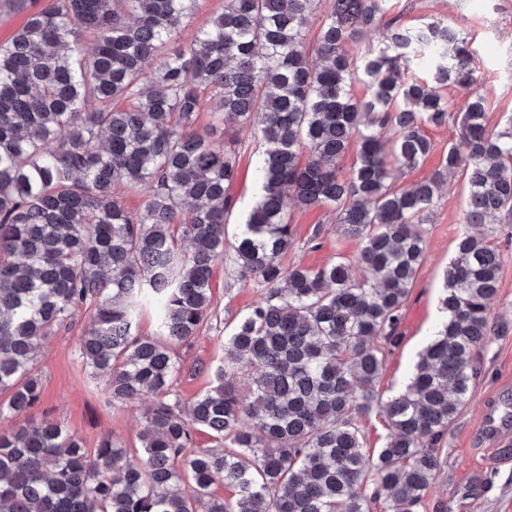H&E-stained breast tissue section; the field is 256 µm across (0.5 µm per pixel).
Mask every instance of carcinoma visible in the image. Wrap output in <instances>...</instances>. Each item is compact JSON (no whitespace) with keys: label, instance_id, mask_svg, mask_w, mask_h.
<instances>
[{"label":"carcinoma","instance_id":"obj_1","mask_svg":"<svg viewBox=\"0 0 512 512\" xmlns=\"http://www.w3.org/2000/svg\"><path fill=\"white\" fill-rule=\"evenodd\" d=\"M387 2L330 0L310 47L322 0H224L168 52L198 0H51L0 45V417L37 406L34 353L84 310L93 316L80 355L112 403L154 396L133 454L107 435L87 448L48 417L0 433V512H372L379 502L417 512L491 335L494 245L460 238L444 272V320L407 390L384 402L376 383L425 258L416 225L429 223L443 173L466 169L462 223L512 219V118L489 128L486 99L473 96L442 171L395 188L394 172L431 153L426 128L448 122L452 103L436 86L477 77L457 29L400 25ZM380 27L384 40L355 65L349 44ZM418 54L429 83L402 76ZM208 101L222 143L193 129ZM245 128L264 146L260 194L230 238ZM352 146L346 175L338 163ZM141 187L148 195L132 213L124 194ZM299 208L334 212L370 277L353 279L341 262L284 267ZM219 263L264 294L187 407L174 348L211 322ZM147 303L156 336L138 333ZM375 408L389 433L371 455L360 418ZM199 429L219 445L197 446ZM218 484L232 496L216 495Z\"/></svg>","mask_w":512,"mask_h":512}]
</instances>
